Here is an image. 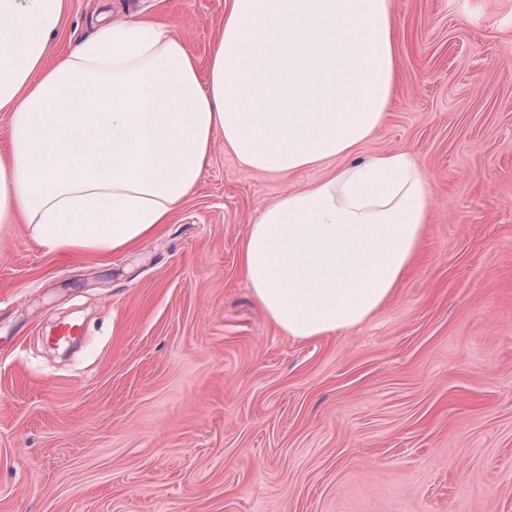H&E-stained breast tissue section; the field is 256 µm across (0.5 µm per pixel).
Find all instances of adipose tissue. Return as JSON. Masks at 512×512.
<instances>
[{
  "mask_svg": "<svg viewBox=\"0 0 512 512\" xmlns=\"http://www.w3.org/2000/svg\"><path fill=\"white\" fill-rule=\"evenodd\" d=\"M66 0H0V248L24 219L53 253L123 252L197 183L216 136L247 169L332 165L247 224L240 272L283 333L312 339L381 309L433 212L411 152L361 157L399 82L391 0H227L208 82L169 27L99 24L56 65Z\"/></svg>",
  "mask_w": 512,
  "mask_h": 512,
  "instance_id": "ef3b65f1",
  "label": "adipose tissue"
}]
</instances>
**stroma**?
I'll list each match as a JSON object with an SVG mask.
<instances>
[{
    "label": "stroma",
    "mask_w": 512,
    "mask_h": 512,
    "mask_svg": "<svg viewBox=\"0 0 512 512\" xmlns=\"http://www.w3.org/2000/svg\"><path fill=\"white\" fill-rule=\"evenodd\" d=\"M225 0H68L53 65L101 16L186 42L207 79ZM401 80L361 148L407 150L435 208L361 325L282 333L239 269L252 214L326 177L216 140L131 254L0 249V512H512V0H392ZM82 325L74 354L45 337Z\"/></svg>",
    "instance_id": "1"
}]
</instances>
